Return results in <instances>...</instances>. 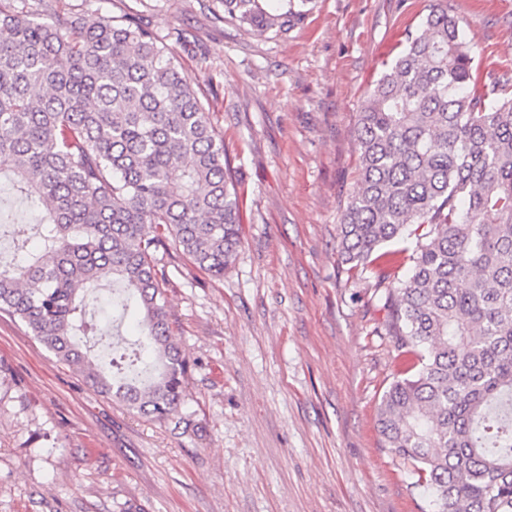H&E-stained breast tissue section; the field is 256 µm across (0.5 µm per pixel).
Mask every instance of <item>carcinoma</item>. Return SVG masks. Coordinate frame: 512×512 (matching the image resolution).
Returning <instances> with one entry per match:
<instances>
[{
  "instance_id": "1",
  "label": "carcinoma",
  "mask_w": 512,
  "mask_h": 512,
  "mask_svg": "<svg viewBox=\"0 0 512 512\" xmlns=\"http://www.w3.org/2000/svg\"><path fill=\"white\" fill-rule=\"evenodd\" d=\"M231 18L286 33L300 13L221 0ZM209 99L165 44L121 19L41 21L0 0V177L34 212L41 248L0 263L7 312L100 391L157 421L184 399L164 270L169 240L212 277L240 246L224 139ZM358 175L338 253L410 276L383 307L402 370L377 421L436 512H512V70L489 82L447 0L362 101ZM416 227L412 252L387 250ZM112 279V310L135 305L138 348L108 377L80 345L112 349L84 299Z\"/></svg>"
}]
</instances>
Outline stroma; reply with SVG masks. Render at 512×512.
<instances>
[{"mask_svg":"<svg viewBox=\"0 0 512 512\" xmlns=\"http://www.w3.org/2000/svg\"><path fill=\"white\" fill-rule=\"evenodd\" d=\"M427 3L307 0L277 35L221 0H16L42 19L136 21L216 92L241 246L220 278L156 253L195 433L113 401L0 312V512H434L378 431L397 374L381 292L337 253L356 114ZM448 9L482 71L512 69V0Z\"/></svg>","mask_w":512,"mask_h":512,"instance_id":"obj_1","label":"stroma"}]
</instances>
